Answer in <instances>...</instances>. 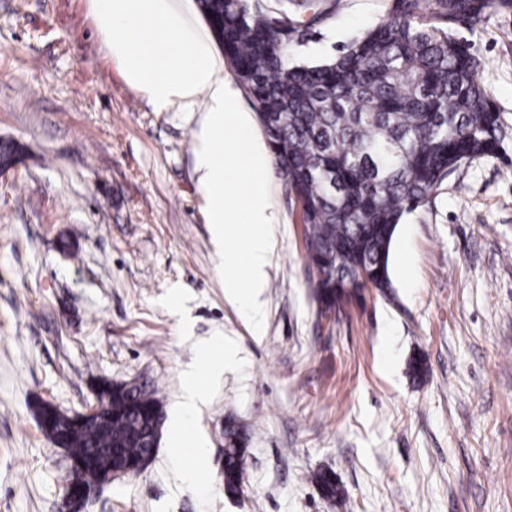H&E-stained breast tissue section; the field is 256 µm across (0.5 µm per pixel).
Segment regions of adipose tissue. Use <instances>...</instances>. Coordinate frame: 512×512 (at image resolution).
Listing matches in <instances>:
<instances>
[{"label":"adipose tissue","instance_id":"adipose-tissue-1","mask_svg":"<svg viewBox=\"0 0 512 512\" xmlns=\"http://www.w3.org/2000/svg\"><path fill=\"white\" fill-rule=\"evenodd\" d=\"M109 57L125 81L157 112H197L195 171L213 241L224 247L250 227L246 257L224 256V288L249 320H257L278 223L263 181L269 159L248 131L238 91L224 77L211 43L177 0H89Z\"/></svg>","mask_w":512,"mask_h":512}]
</instances>
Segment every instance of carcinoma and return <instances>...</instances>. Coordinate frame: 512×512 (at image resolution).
<instances>
[{
  "mask_svg": "<svg viewBox=\"0 0 512 512\" xmlns=\"http://www.w3.org/2000/svg\"><path fill=\"white\" fill-rule=\"evenodd\" d=\"M217 45L249 93L265 126L276 169L303 204L309 265L321 277L312 293L319 314L340 307L348 288L366 284L387 294L389 257L398 224L423 206L463 158L496 155L502 126L491 91L459 29L483 24L488 10L512 0H388L385 14L336 58L288 62L304 38L288 18L272 19L250 0H197ZM19 146L0 142V165L16 163ZM335 174L330 193L320 168ZM104 422H69L49 403L37 419L71 463L65 481L97 483L113 467L150 453L145 437L163 423L154 392L104 383ZM247 437L224 429V489L239 488ZM315 482L328 499L342 496L333 474Z\"/></svg>",
  "mask_w": 512,
  "mask_h": 512,
  "instance_id": "cac0c4a2",
  "label": "carcinoma"
}]
</instances>
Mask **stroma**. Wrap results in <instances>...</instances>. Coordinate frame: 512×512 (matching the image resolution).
<instances>
[{
    "mask_svg": "<svg viewBox=\"0 0 512 512\" xmlns=\"http://www.w3.org/2000/svg\"><path fill=\"white\" fill-rule=\"evenodd\" d=\"M384 0H316L293 61L340 54ZM462 35L492 92L498 152L460 167L405 216L392 288L321 319L300 208L265 179L280 222L259 325L224 296L195 172L198 114L156 112L105 53L88 0H0V512H62L66 459L38 401L67 414L102 382L154 390V460L83 512H512V9ZM426 373L408 374L411 358ZM208 398L170 421L186 375ZM248 441L224 490V427ZM196 470L184 480L183 467ZM345 492L326 499L313 472Z\"/></svg>",
    "mask_w": 512,
    "mask_h": 512,
    "instance_id": "stroma-1",
    "label": "stroma"
}]
</instances>
